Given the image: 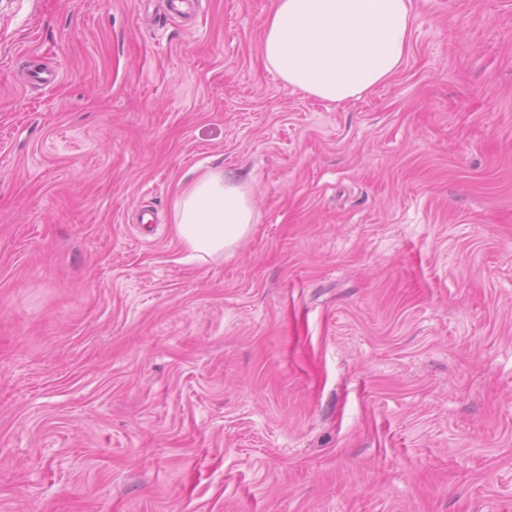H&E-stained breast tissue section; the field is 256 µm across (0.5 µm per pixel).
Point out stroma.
Here are the masks:
<instances>
[{
  "label": "stroma",
  "instance_id": "stroma-1",
  "mask_svg": "<svg viewBox=\"0 0 512 512\" xmlns=\"http://www.w3.org/2000/svg\"><path fill=\"white\" fill-rule=\"evenodd\" d=\"M193 3L0 0V512H512V0L336 103ZM217 166L256 223L188 263ZM255 224L251 189L224 168L208 169L182 188L173 203L172 231L185 262L232 255Z\"/></svg>",
  "mask_w": 512,
  "mask_h": 512
}]
</instances>
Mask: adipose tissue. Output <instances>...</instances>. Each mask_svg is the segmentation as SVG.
<instances>
[{"instance_id":"1","label":"adipose tissue","mask_w":512,"mask_h":512,"mask_svg":"<svg viewBox=\"0 0 512 512\" xmlns=\"http://www.w3.org/2000/svg\"><path fill=\"white\" fill-rule=\"evenodd\" d=\"M410 27V0H275L262 55L285 87L342 102L398 72ZM254 222L250 188L220 168L202 173L173 203L172 231L188 262L232 254Z\"/></svg>"}]
</instances>
